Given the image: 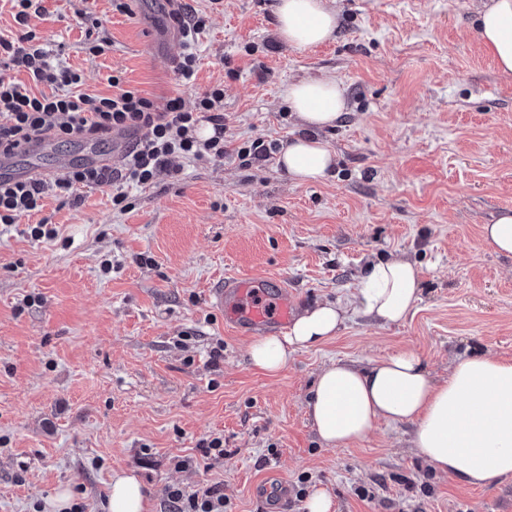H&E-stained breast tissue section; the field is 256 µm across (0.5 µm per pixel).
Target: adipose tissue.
Returning a JSON list of instances; mask_svg holds the SVG:
<instances>
[{
  "label": "adipose tissue",
  "instance_id": "obj_1",
  "mask_svg": "<svg viewBox=\"0 0 512 512\" xmlns=\"http://www.w3.org/2000/svg\"><path fill=\"white\" fill-rule=\"evenodd\" d=\"M275 15L279 38L292 47L323 44L337 28L338 15L329 0H277ZM475 23L498 68L512 74V0H486ZM283 96L303 130L283 142L279 168L298 184L327 178L337 158L319 133L335 126L346 107L338 82L332 77L300 79L288 84ZM419 294L415 262L395 256L369 264L349 302L303 309L286 333L252 342L249 363L262 373L277 374L295 352L337 336L349 312L398 323L413 312ZM307 409L314 432L329 448L365 441L381 420L408 423L414 447L435 471L473 487L512 476V363L484 353L456 358L441 381L409 348L364 365L333 361L319 371ZM148 509L138 476L113 474L108 512Z\"/></svg>",
  "mask_w": 512,
  "mask_h": 512
}]
</instances>
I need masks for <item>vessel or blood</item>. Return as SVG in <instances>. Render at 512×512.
Wrapping results in <instances>:
<instances>
[{
  "label": "vessel or blood",
  "instance_id": "1",
  "mask_svg": "<svg viewBox=\"0 0 512 512\" xmlns=\"http://www.w3.org/2000/svg\"><path fill=\"white\" fill-rule=\"evenodd\" d=\"M127 139L126 133H113L111 155L88 152V163L114 164L121 157ZM41 174L38 167L21 170L13 165L9 157H0L1 180L25 182ZM209 298L216 308L225 309V322L238 335H260L287 329L295 306L293 291L287 282L278 277L265 278L261 283L245 277H227L210 289ZM256 494L268 502L274 512H288V484L282 477H275L257 487Z\"/></svg>",
  "mask_w": 512,
  "mask_h": 512
}]
</instances>
